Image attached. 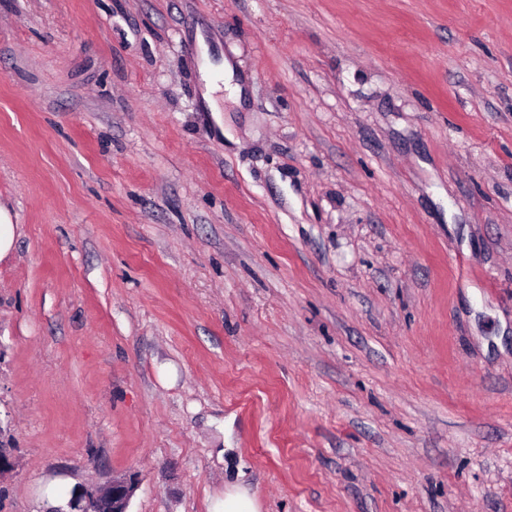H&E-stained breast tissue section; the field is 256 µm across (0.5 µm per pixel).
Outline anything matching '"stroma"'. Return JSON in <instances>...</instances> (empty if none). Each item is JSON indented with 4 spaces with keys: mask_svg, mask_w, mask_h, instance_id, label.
Instances as JSON below:
<instances>
[{
    "mask_svg": "<svg viewBox=\"0 0 512 512\" xmlns=\"http://www.w3.org/2000/svg\"><path fill=\"white\" fill-rule=\"evenodd\" d=\"M0 206V512H512V0H0ZM223 76H222V74ZM224 77L225 83L230 82L234 78V69L232 64L224 59V62L216 65L213 68L211 75L206 79V87L203 97L208 104L212 105V94L219 89L217 85V81L221 80ZM137 486L138 476L135 472L114 478L104 486L76 485L71 490L66 507H69V512H129ZM255 501L245 491L232 489L224 494L222 499L215 501L211 512H257Z\"/></svg>",
    "mask_w": 512,
    "mask_h": 512,
    "instance_id": "obj_1",
    "label": "stroma"
}]
</instances>
